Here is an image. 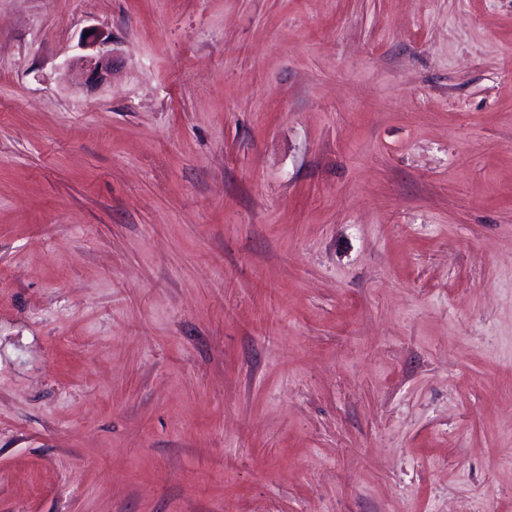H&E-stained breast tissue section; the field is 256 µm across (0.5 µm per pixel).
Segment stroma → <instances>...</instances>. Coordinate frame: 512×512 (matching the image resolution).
<instances>
[{
    "instance_id": "obj_1",
    "label": "stroma",
    "mask_w": 512,
    "mask_h": 512,
    "mask_svg": "<svg viewBox=\"0 0 512 512\" xmlns=\"http://www.w3.org/2000/svg\"><path fill=\"white\" fill-rule=\"evenodd\" d=\"M0 512H512V0H0ZM99 45L100 50L91 56L83 57L74 66L75 84L82 85H103L110 80L112 75V51L101 49L107 42H100L93 39L89 46Z\"/></svg>"
}]
</instances>
